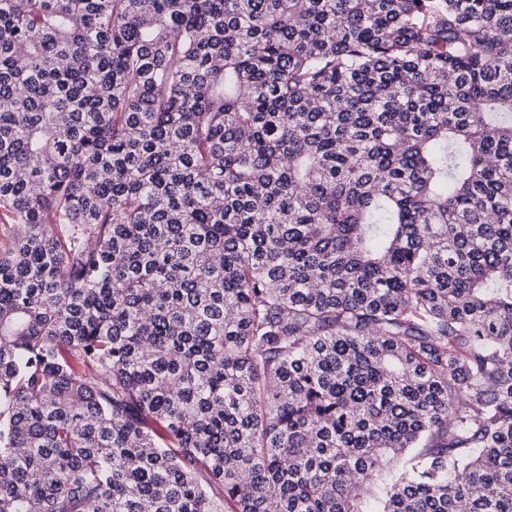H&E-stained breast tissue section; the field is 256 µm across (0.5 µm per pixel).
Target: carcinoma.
<instances>
[{"instance_id": "cac0c4a2", "label": "carcinoma", "mask_w": 512, "mask_h": 512, "mask_svg": "<svg viewBox=\"0 0 512 512\" xmlns=\"http://www.w3.org/2000/svg\"><path fill=\"white\" fill-rule=\"evenodd\" d=\"M0 512H512V0H0Z\"/></svg>"}]
</instances>
